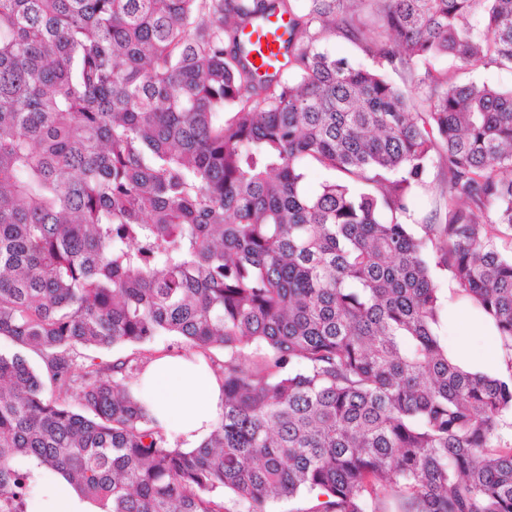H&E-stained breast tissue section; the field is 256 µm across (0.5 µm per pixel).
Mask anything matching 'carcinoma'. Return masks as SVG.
<instances>
[{
	"instance_id": "obj_1",
	"label": "carcinoma",
	"mask_w": 512,
	"mask_h": 512,
	"mask_svg": "<svg viewBox=\"0 0 512 512\" xmlns=\"http://www.w3.org/2000/svg\"><path fill=\"white\" fill-rule=\"evenodd\" d=\"M297 2L0 0V512L36 471L98 512H512V89L436 66L512 71V0ZM275 14L261 72L244 31ZM434 266L507 373L448 358ZM163 334L224 351L196 448L139 389ZM245 32L246 39L255 44L268 60L263 69H271L270 65L283 62L284 42L288 39V18L272 16L261 22L255 31L248 28ZM263 48H266V51H263ZM325 47L329 52L336 56L348 57L352 61L361 62L365 65H370L372 63L369 57L363 55L354 45L343 37H331L328 39ZM428 190H423L414 201V224H422V220L429 216L436 206V169H432L427 177Z\"/></svg>"
}]
</instances>
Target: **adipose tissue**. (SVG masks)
<instances>
[{
    "mask_svg": "<svg viewBox=\"0 0 512 512\" xmlns=\"http://www.w3.org/2000/svg\"><path fill=\"white\" fill-rule=\"evenodd\" d=\"M448 321L459 334L450 357L475 373L494 374L504 359L494 331L459 302L448 304ZM140 389L152 415L185 447L200 444L212 431L224 406L219 378L202 356L156 357L140 375Z\"/></svg>",
    "mask_w": 512,
    "mask_h": 512,
    "instance_id": "obj_1",
    "label": "adipose tissue"
}]
</instances>
